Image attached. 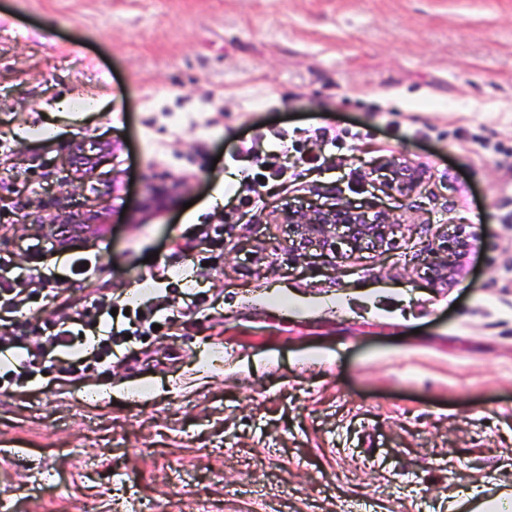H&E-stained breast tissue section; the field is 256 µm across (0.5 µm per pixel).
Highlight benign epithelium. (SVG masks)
Returning a JSON list of instances; mask_svg holds the SVG:
<instances>
[{"label": "benign epithelium", "mask_w": 512, "mask_h": 512, "mask_svg": "<svg viewBox=\"0 0 512 512\" xmlns=\"http://www.w3.org/2000/svg\"><path fill=\"white\" fill-rule=\"evenodd\" d=\"M421 176L418 170L397 166L389 186L399 192L413 189ZM178 189L175 183H160L149 188L146 206L160 208L173 199ZM102 216L89 209L81 215L67 216V223L84 225L83 231L89 232L100 223ZM286 223L295 229L296 240L293 249L296 257L306 254L311 247L324 249L336 247V229H344L342 244L346 247L348 259L368 248L383 249L391 245L395 224L383 212H371L350 202L334 205H311L305 210L293 211L284 217ZM471 235L467 225L460 224L452 235L438 240L435 256L430 267L431 280L435 283H449L457 272V266L451 260H460L470 248Z\"/></svg>", "instance_id": "1"}]
</instances>
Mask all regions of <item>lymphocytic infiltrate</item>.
I'll list each match as a JSON object with an SVG mask.
<instances>
[{
  "label": "lymphocytic infiltrate",
  "instance_id": "obj_1",
  "mask_svg": "<svg viewBox=\"0 0 512 512\" xmlns=\"http://www.w3.org/2000/svg\"><path fill=\"white\" fill-rule=\"evenodd\" d=\"M48 298L64 309L62 318L43 321L35 317V310ZM168 304V296H157L149 307V325L107 329L102 321L107 312L104 300L93 296L81 308L72 309L60 289L50 287L40 268L22 274L16 272L11 258L0 257V353H16L14 362L0 365V390L7 392L29 383L49 350L62 352L58 371L65 376L82 378L90 371L101 375L111 372L114 346L125 343L127 336L150 334ZM88 330L97 331L98 337L85 353L81 350V335Z\"/></svg>",
  "mask_w": 512,
  "mask_h": 512
}]
</instances>
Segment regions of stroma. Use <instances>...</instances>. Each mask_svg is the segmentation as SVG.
<instances>
[{
	"mask_svg": "<svg viewBox=\"0 0 512 512\" xmlns=\"http://www.w3.org/2000/svg\"><path fill=\"white\" fill-rule=\"evenodd\" d=\"M96 102L68 109L76 97ZM325 157L254 181L251 142ZM96 144L75 163L72 150ZM419 168L409 193L375 162ZM0 255L66 296L203 292L111 374L0 394V512H488L512 494V0H0ZM180 188L146 208L150 184ZM262 196L246 212L215 198ZM392 246L291 256L284 214L337 189ZM107 214L58 259L63 209ZM223 224L206 267L182 248ZM456 280L426 269L452 225ZM170 272L162 281V272Z\"/></svg>",
	"mask_w": 512,
	"mask_h": 512,
	"instance_id": "stroma-1",
	"label": "stroma"
}]
</instances>
